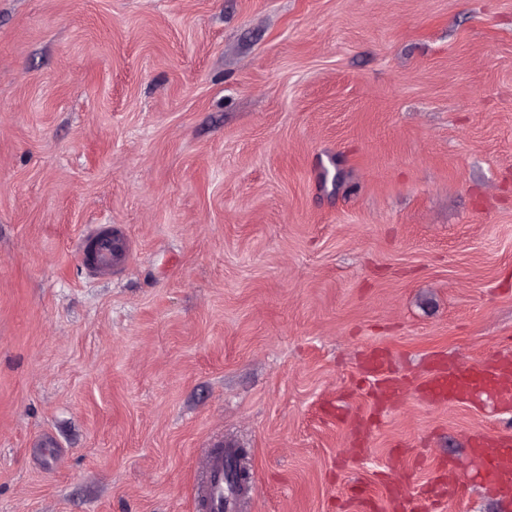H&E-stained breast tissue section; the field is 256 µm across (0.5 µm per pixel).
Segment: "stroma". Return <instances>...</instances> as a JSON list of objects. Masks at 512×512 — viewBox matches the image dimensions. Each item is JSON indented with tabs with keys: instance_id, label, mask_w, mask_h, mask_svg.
<instances>
[{
	"instance_id": "35a3bbf8",
	"label": "stroma",
	"mask_w": 512,
	"mask_h": 512,
	"mask_svg": "<svg viewBox=\"0 0 512 512\" xmlns=\"http://www.w3.org/2000/svg\"><path fill=\"white\" fill-rule=\"evenodd\" d=\"M92 224L130 247L93 275ZM405 385L378 410L365 354ZM512 352V0H0V512H245L475 478ZM491 396L498 406L512 409V356L503 355L463 370L447 367L443 359L435 361L425 397L449 403H469L477 396ZM207 448L202 472L195 488L199 512H239L241 501L247 494V486H235L227 481V472L235 466L231 451Z\"/></svg>"
}]
</instances>
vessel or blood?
Segmentation results:
<instances>
[{
	"label": "vessel or blood",
	"mask_w": 512,
	"mask_h": 512,
	"mask_svg": "<svg viewBox=\"0 0 512 512\" xmlns=\"http://www.w3.org/2000/svg\"><path fill=\"white\" fill-rule=\"evenodd\" d=\"M128 247L121 233L91 231L83 236L84 265L90 269H112L119 265ZM491 396L498 406L512 409V356L503 355L457 370L445 360H436L425 395L428 399L468 403L477 396ZM480 466L484 489L505 501L512 500V437L502 434L477 435L471 448ZM234 461L220 448L205 451L202 472L195 488L199 512H238L247 489L229 484L227 472ZM357 512H405L398 483H390L384 505L356 497Z\"/></svg>",
	"instance_id": "1"
}]
</instances>
